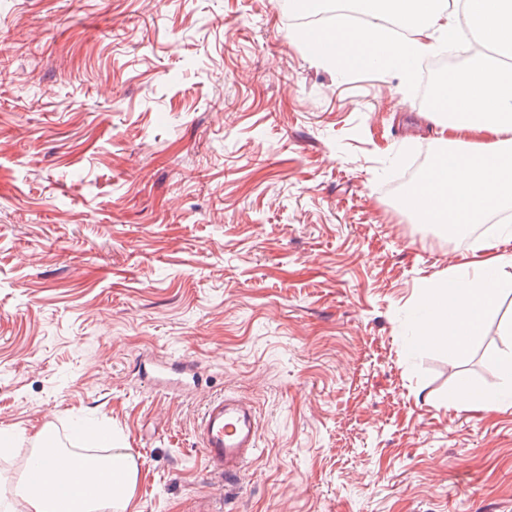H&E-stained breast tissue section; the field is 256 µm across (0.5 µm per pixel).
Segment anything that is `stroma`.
Returning <instances> with one entry per match:
<instances>
[{
  "label": "stroma",
  "instance_id": "1",
  "mask_svg": "<svg viewBox=\"0 0 512 512\" xmlns=\"http://www.w3.org/2000/svg\"><path fill=\"white\" fill-rule=\"evenodd\" d=\"M285 0H0V429L91 423L138 468L128 512H512V286L467 357L410 348L451 239L388 189L442 149L419 81L343 72ZM256 409L223 493L193 427ZM489 358L499 368L501 376L499 393L492 395L477 389L463 387L461 391L449 395V406L473 413L488 412L500 409L499 400L502 396L512 395V351L502 355L490 354Z\"/></svg>",
  "mask_w": 512,
  "mask_h": 512
}]
</instances>
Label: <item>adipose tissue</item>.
<instances>
[{"label":"adipose tissue","mask_w":512,"mask_h":512,"mask_svg":"<svg viewBox=\"0 0 512 512\" xmlns=\"http://www.w3.org/2000/svg\"><path fill=\"white\" fill-rule=\"evenodd\" d=\"M375 21L352 28L337 18L326 43L312 54L348 68L395 67L411 78L415 62L436 50L454 47L460 26L480 35L483 46L512 48V0H463L462 11L441 9L439 0H378ZM439 100L446 107L443 132L448 149L437 158V171H425L407 205L418 223L455 236L512 206V72L481 50L470 63L449 74ZM471 131L486 133L485 143L464 145ZM456 266L439 278L426 299L419 330L421 347L440 345L462 356L499 300L512 254H489ZM501 376L497 394L462 388L448 404L473 413L498 409L501 396L512 395V352L494 355ZM109 479L94 485L77 512H126L134 497L137 468L126 452L108 458Z\"/></svg>","instance_id":"1"}]
</instances>
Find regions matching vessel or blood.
<instances>
[{
	"label": "vessel or blood",
	"mask_w": 512,
	"mask_h": 512,
	"mask_svg": "<svg viewBox=\"0 0 512 512\" xmlns=\"http://www.w3.org/2000/svg\"><path fill=\"white\" fill-rule=\"evenodd\" d=\"M197 435L210 474L224 484L242 481L259 458L255 412L233 395L220 394L206 402Z\"/></svg>",
	"instance_id": "1"
}]
</instances>
